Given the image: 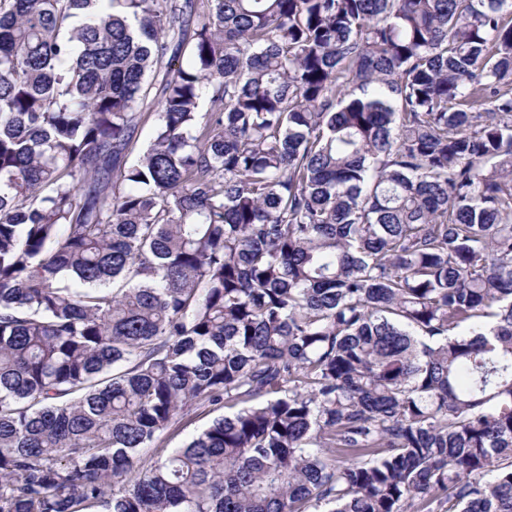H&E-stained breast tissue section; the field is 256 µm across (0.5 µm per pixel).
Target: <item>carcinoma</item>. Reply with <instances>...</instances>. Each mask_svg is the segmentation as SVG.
<instances>
[{"mask_svg": "<svg viewBox=\"0 0 512 512\" xmlns=\"http://www.w3.org/2000/svg\"><path fill=\"white\" fill-rule=\"evenodd\" d=\"M95 506L512 512V0H0V512ZM213 408H202L191 413L180 424L165 432L162 443V446L165 448L164 452L154 454L152 451H149L144 455L146 464L153 463L159 456L167 455L178 448H182L193 436L206 428L214 419L224 416V408H215L214 410Z\"/></svg>", "mask_w": 512, "mask_h": 512, "instance_id": "obj_1", "label": "carcinoma"}]
</instances>
